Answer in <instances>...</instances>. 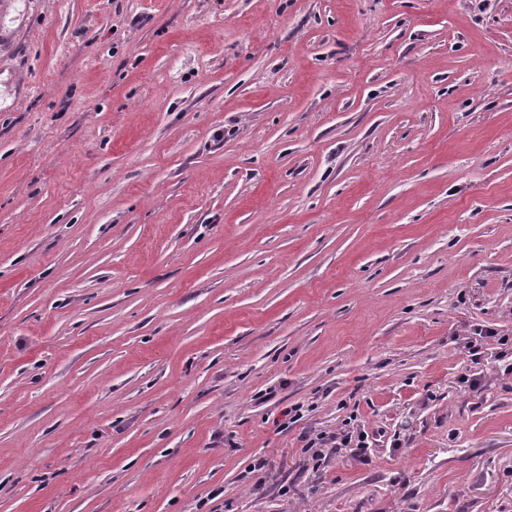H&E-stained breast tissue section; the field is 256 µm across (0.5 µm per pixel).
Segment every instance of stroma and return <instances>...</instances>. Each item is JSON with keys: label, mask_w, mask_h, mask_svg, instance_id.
Listing matches in <instances>:
<instances>
[{"label": "stroma", "mask_w": 512, "mask_h": 512, "mask_svg": "<svg viewBox=\"0 0 512 512\" xmlns=\"http://www.w3.org/2000/svg\"><path fill=\"white\" fill-rule=\"evenodd\" d=\"M501 336L512 0H0V512H512ZM368 434L356 428H346L339 433L336 432H320L314 435L308 434L303 437L305 444L302 446L303 454L308 455L312 461L316 462V466H320L322 461L326 459L328 452L326 448L351 447L357 450L370 448L368 443Z\"/></svg>", "instance_id": "obj_1"}]
</instances>
